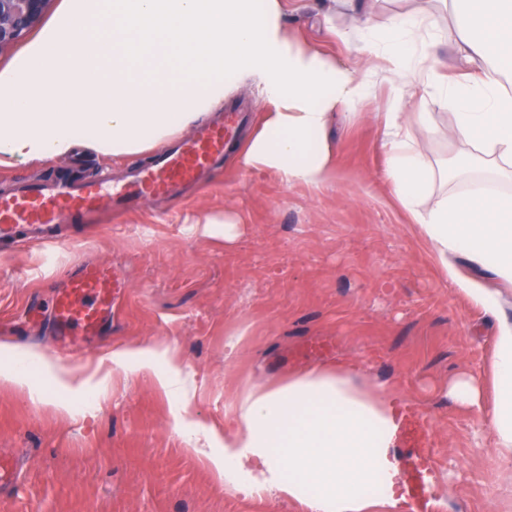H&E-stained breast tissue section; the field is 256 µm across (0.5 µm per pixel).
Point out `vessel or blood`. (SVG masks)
<instances>
[{"label": "vessel or blood", "instance_id": "obj_1", "mask_svg": "<svg viewBox=\"0 0 512 512\" xmlns=\"http://www.w3.org/2000/svg\"><path fill=\"white\" fill-rule=\"evenodd\" d=\"M243 116L232 107L209 126L194 130L176 147L153 154L147 166L134 169L124 180L100 178L78 186L66 182L30 184L0 197V237L18 235L26 227L85 224L102 202L113 214L136 210L149 197L178 198L186 184L220 164L236 146V130ZM126 287L112 266L84 261L75 264L65 286L54 296L50 318L57 341L69 347L99 336L111 322L115 305Z\"/></svg>", "mask_w": 512, "mask_h": 512}]
</instances>
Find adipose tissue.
I'll return each instance as SVG.
<instances>
[{
    "instance_id": "obj_1",
    "label": "adipose tissue",
    "mask_w": 512,
    "mask_h": 512,
    "mask_svg": "<svg viewBox=\"0 0 512 512\" xmlns=\"http://www.w3.org/2000/svg\"><path fill=\"white\" fill-rule=\"evenodd\" d=\"M456 20L460 76L451 80L429 47L436 18L406 14L359 31L358 52L398 78L397 99L425 94L448 105L450 137L479 143L474 157L512 170V0H442ZM284 0H63L49 23L0 66V168L69 157L77 146L136 156L166 144L223 106L241 82L260 79L266 110L237 158L245 172L320 190L340 181L330 133L341 108L369 92L365 74L299 44L283 23ZM387 180L411 211L434 259L484 314L498 320L493 403L483 381L449 385L461 406L485 413L498 460L512 465V320L498 295L461 276L457 258L512 285V197L492 188L442 200L421 212L435 172L402 113L385 115ZM112 364L148 376L185 400L182 367L151 342L118 347ZM223 432L177 420L185 443L227 488L300 503L306 512H409L396 491L391 456L401 421L384 389L357 384L349 364L318 366L287 380L248 385L229 405Z\"/></svg>"
}]
</instances>
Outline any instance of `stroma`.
<instances>
[{
  "label": "stroma",
  "instance_id": "stroma-1",
  "mask_svg": "<svg viewBox=\"0 0 512 512\" xmlns=\"http://www.w3.org/2000/svg\"><path fill=\"white\" fill-rule=\"evenodd\" d=\"M323 6L293 0L286 26L301 43L353 61L357 41L341 37L353 26L350 13L341 11L330 31ZM361 68L370 93L355 114H337L331 137L345 175L336 185L312 191L272 176L257 180L229 154L177 202L150 198L117 218L101 205L96 224L60 225L58 243L0 240V340L36 349L77 379L99 366L110 372L106 397L76 401L68 414L33 400L31 390L0 385V453L19 467L0 512H304L285 500L225 492L206 458L184 447L175 417L223 428L226 406L244 385L339 361L355 366L358 383L388 391L406 415L398 447L430 449L434 495L425 497L406 472L411 504L422 512H512V468L498 462L483 414L448 393L457 377L490 376L496 323L456 292L386 184L381 115L395 86L376 65ZM224 103L251 109L237 131L246 140L261 123V84L235 87ZM403 109L438 115L432 127H411L435 170L419 210L481 185L443 168L473 150L448 137L447 105L412 101ZM125 164L80 146L64 160L0 170V196L105 170L119 179ZM203 210L240 212L245 234L228 247L190 231L189 220ZM92 258L118 268L128 288L99 344L69 360L55 349L49 319L35 324L28 313L46 309L71 266ZM232 333L241 347L228 360ZM149 339L179 356L187 406L150 379L113 367V345Z\"/></svg>",
  "mask_w": 512,
  "mask_h": 512
}]
</instances>
